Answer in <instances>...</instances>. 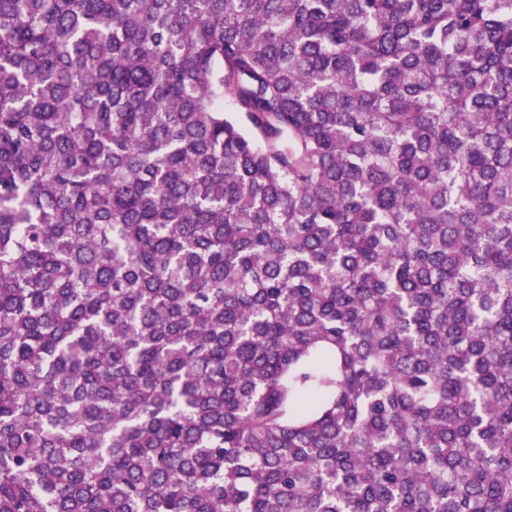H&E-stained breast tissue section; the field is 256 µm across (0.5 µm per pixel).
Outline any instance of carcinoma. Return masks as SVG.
I'll use <instances>...</instances> for the list:
<instances>
[{
	"label": "carcinoma",
	"mask_w": 512,
	"mask_h": 512,
	"mask_svg": "<svg viewBox=\"0 0 512 512\" xmlns=\"http://www.w3.org/2000/svg\"><path fill=\"white\" fill-rule=\"evenodd\" d=\"M0 512H512V0H0Z\"/></svg>",
	"instance_id": "cac0c4a2"
}]
</instances>
